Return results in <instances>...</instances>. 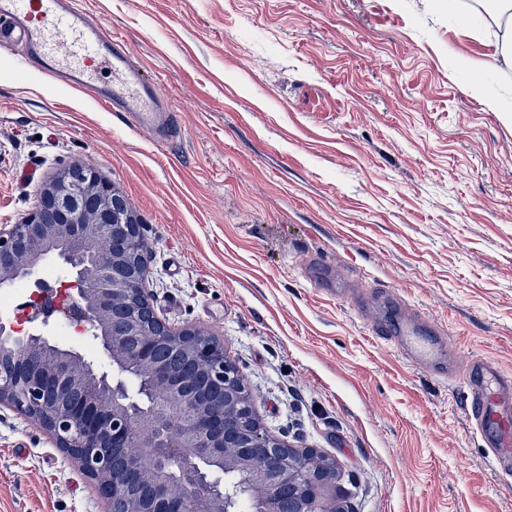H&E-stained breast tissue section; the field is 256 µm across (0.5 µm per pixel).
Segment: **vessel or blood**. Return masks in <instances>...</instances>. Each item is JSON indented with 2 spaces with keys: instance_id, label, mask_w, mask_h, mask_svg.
Listing matches in <instances>:
<instances>
[{
  "instance_id": "b4317fda",
  "label": "vessel or blood",
  "mask_w": 512,
  "mask_h": 512,
  "mask_svg": "<svg viewBox=\"0 0 512 512\" xmlns=\"http://www.w3.org/2000/svg\"><path fill=\"white\" fill-rule=\"evenodd\" d=\"M0 49L21 50L25 68L50 72L65 88L93 93L105 110L124 113L129 127L156 142L177 130L176 114L158 81L133 64L125 40L106 33L80 0H0ZM111 82L99 88L97 78ZM426 322L408 316L390 342L412 365L461 380L472 397L470 418L498 467L512 462V376L484 360L444 361L438 343L423 338Z\"/></svg>"
}]
</instances>
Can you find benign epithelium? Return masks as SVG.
<instances>
[{"mask_svg":"<svg viewBox=\"0 0 512 512\" xmlns=\"http://www.w3.org/2000/svg\"><path fill=\"white\" fill-rule=\"evenodd\" d=\"M118 192L86 166H72L44 185L33 213L0 226V287L18 279L33 282L36 300L53 287L39 277L54 257L73 273L62 312L89 326L106 362L100 366L74 349L55 352L42 334L25 332L0 318V404L37 421L89 477L101 498L124 504V512H236L242 495L263 493L260 512H279L270 492L297 490L305 512L317 510L321 489L335 482L331 463L298 487L308 469L309 448H292L260 423L241 427L230 419L234 388L224 398L209 396L208 381L194 389L154 355L155 338L141 317L140 274L113 253V241L138 246L136 217L116 222ZM164 340L192 356L209 376L237 380L224 346L196 328L164 327ZM149 483L150 500L136 497Z\"/></svg>","mask_w":512,"mask_h":512,"instance_id":"obj_1","label":"benign epithelium"}]
</instances>
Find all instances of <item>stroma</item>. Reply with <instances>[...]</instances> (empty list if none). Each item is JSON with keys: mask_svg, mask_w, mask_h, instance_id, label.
Instances as JSON below:
<instances>
[{"mask_svg": "<svg viewBox=\"0 0 512 512\" xmlns=\"http://www.w3.org/2000/svg\"><path fill=\"white\" fill-rule=\"evenodd\" d=\"M158 79L165 143L0 51V225L77 163L125 197L156 317L224 345L257 420L333 462L351 512H512L466 385L416 369L312 259L512 374V64L467 0H80ZM480 74L470 93L461 59ZM498 108H491V100ZM35 421L0 405V512H107Z\"/></svg>", "mask_w": 512, "mask_h": 512, "instance_id": "1", "label": "stroma"}]
</instances>
